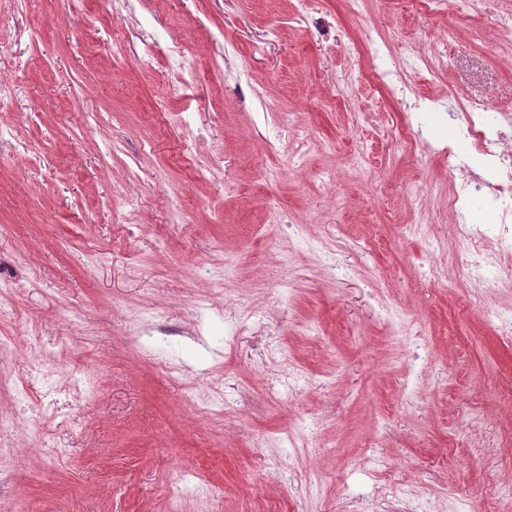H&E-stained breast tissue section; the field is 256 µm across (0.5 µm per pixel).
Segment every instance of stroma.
Here are the masks:
<instances>
[{"mask_svg": "<svg viewBox=\"0 0 512 512\" xmlns=\"http://www.w3.org/2000/svg\"><path fill=\"white\" fill-rule=\"evenodd\" d=\"M310 8L300 24L290 0H0V419L20 451L0 459V512H512V335L483 314L512 315V269L478 303L471 258L432 250L456 233L448 158L473 152L458 103L512 113V47L454 2ZM440 42L448 67L424 81ZM399 61L432 152L382 135L408 124ZM426 219L428 239L406 232ZM235 296L265 336L225 335ZM269 347L321 388L267 401ZM42 355L56 374L36 377Z\"/></svg>", "mask_w": 512, "mask_h": 512, "instance_id": "obj_1", "label": "stroma"}]
</instances>
